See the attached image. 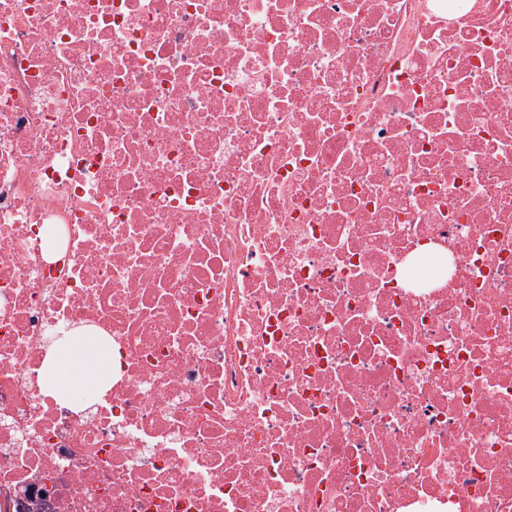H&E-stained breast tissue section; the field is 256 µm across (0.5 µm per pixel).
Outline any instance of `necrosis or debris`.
Here are the masks:
<instances>
[{
    "label": "necrosis or debris",
    "instance_id": "obj_1",
    "mask_svg": "<svg viewBox=\"0 0 512 512\" xmlns=\"http://www.w3.org/2000/svg\"><path fill=\"white\" fill-rule=\"evenodd\" d=\"M112 346L89 403L40 375ZM512 512V0H0V512Z\"/></svg>",
    "mask_w": 512,
    "mask_h": 512
}]
</instances>
